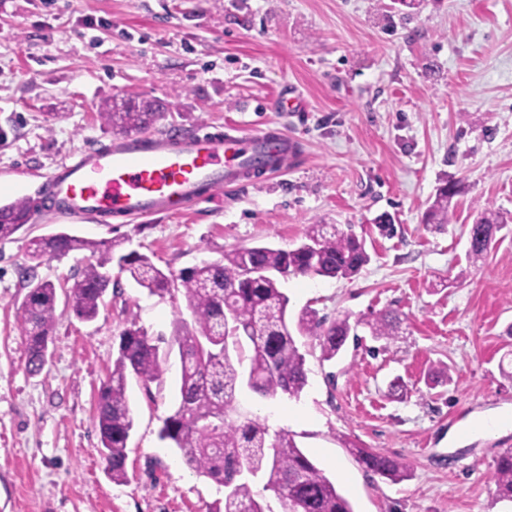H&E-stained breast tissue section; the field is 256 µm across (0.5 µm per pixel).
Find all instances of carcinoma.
I'll list each match as a JSON object with an SVG mask.
<instances>
[{
	"instance_id": "cac0c4a2",
	"label": "carcinoma",
	"mask_w": 512,
	"mask_h": 512,
	"mask_svg": "<svg viewBox=\"0 0 512 512\" xmlns=\"http://www.w3.org/2000/svg\"><path fill=\"white\" fill-rule=\"evenodd\" d=\"M100 117L114 130L139 133L152 125L159 113L150 103L129 100L103 108ZM456 184H443L425 214L428 224L448 223ZM31 202L16 199L0 206V241L10 239L29 222ZM508 217L484 209L469 231V257L480 258L492 245L485 231L501 230ZM88 251L92 260L70 289V307L81 320L92 321L111 281L107 267L117 262L149 294L163 297L180 292L192 312L193 324L177 322L169 347H177L181 382L176 408L168 414L160 438L179 450L185 463L198 474L224 487V499L209 512H274L269 499L282 512H354L350 501L297 446L294 436L237 412L235 402L247 388L257 394L297 398L307 385L305 357L297 337L319 342L325 360L342 350L358 326L376 339L398 335L400 318L383 312L350 323L349 317L328 323L315 311L304 309L297 319L288 316L289 299L281 280L295 277L350 279L370 261L365 241L340 224H311L305 241L294 249L270 246L240 247L217 261L201 264L175 276L159 268L146 255L114 256L112 245L98 243L65 231L30 242L33 261L66 257ZM29 288L19 324L26 352V369L39 374L47 358L44 350L52 338L57 318V292L51 281L38 280L35 267L21 268ZM162 359L156 340L135 326L120 334L112 371L98 392L93 422L99 432L102 455L112 481L125 483L127 448L133 417L126 396L127 376L144 386L161 383ZM356 461L365 470L397 481L407 476L406 465L387 455L356 449ZM489 480L500 501L512 502V448L496 458Z\"/></svg>"
}]
</instances>
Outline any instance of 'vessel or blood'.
Instances as JSON below:
<instances>
[{
    "label": "vessel or blood",
    "instance_id": "vessel-or-blood-1",
    "mask_svg": "<svg viewBox=\"0 0 512 512\" xmlns=\"http://www.w3.org/2000/svg\"><path fill=\"white\" fill-rule=\"evenodd\" d=\"M296 155V140L277 129L203 126L80 149L46 174L40 189L53 209L70 215L135 219L189 208L206 188L285 174Z\"/></svg>",
    "mask_w": 512,
    "mask_h": 512
}]
</instances>
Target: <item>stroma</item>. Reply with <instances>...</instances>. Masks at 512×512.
<instances>
[{"mask_svg": "<svg viewBox=\"0 0 512 512\" xmlns=\"http://www.w3.org/2000/svg\"><path fill=\"white\" fill-rule=\"evenodd\" d=\"M285 95L292 111H276ZM127 98L163 106L156 133L269 125L304 154L220 204L126 224L48 213L0 241V512H207L224 496L159 436L178 352L161 383H127V483L113 482L93 424L122 331L172 336L191 317L183 294H149L116 271L85 322L67 304L84 253L42 261L57 320L30 375L18 324L32 238L66 231L176 274L242 246L293 248L311 224L351 226L370 260L350 279L289 280L291 314L391 311L401 333L360 332L330 361L300 337V397L245 391L238 410L290 430L354 512H512L489 481L512 424L471 428L512 415V231L484 259L468 255L478 211L512 214V0H0V176L24 198L76 151L114 138L100 106ZM446 181L461 186L448 224L424 223ZM356 448L401 459L406 478L365 472Z\"/></svg>", "mask_w": 512, "mask_h": 512, "instance_id": "stroma-1", "label": "stroma"}]
</instances>
